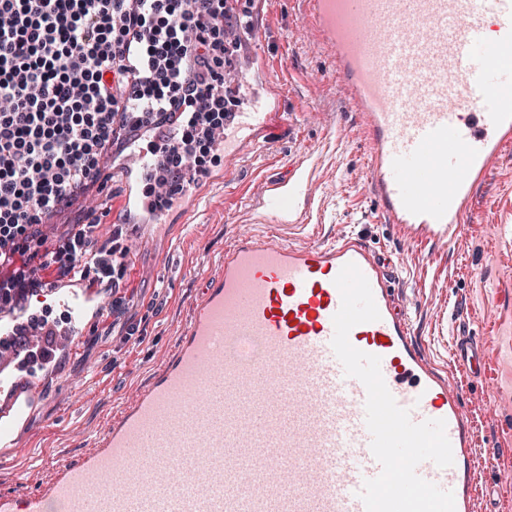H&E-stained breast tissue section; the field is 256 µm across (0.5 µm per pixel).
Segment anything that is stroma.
<instances>
[{
    "label": "stroma",
    "instance_id": "stroma-1",
    "mask_svg": "<svg viewBox=\"0 0 512 512\" xmlns=\"http://www.w3.org/2000/svg\"><path fill=\"white\" fill-rule=\"evenodd\" d=\"M257 36L245 37L237 63L239 85L267 92L285 123L247 145L228 165L213 161L198 216H171L164 227L127 226L128 318L145 339L125 340L112 328V292L97 289L98 314L76 338L58 368L40 378L41 398L14 448L0 451V492L25 493L45 479L58 457L76 458L132 389L145 383L159 358L173 350L214 258L240 233H275L294 244L330 241L357 232L388 253L394 287L422 349L448 367L449 342L459 325L482 338L485 372L454 370L466 391L477 464V505L512 512V357L501 336L512 324V148L504 150L480 187L475 219L453 245L411 243L382 223L368 191V155L329 63L300 23L295 0H246ZM301 169L306 190L293 215L280 220L261 192L268 179ZM495 453V469L483 460ZM39 467L26 483L15 475L31 457Z\"/></svg>",
    "mask_w": 512,
    "mask_h": 512
}]
</instances>
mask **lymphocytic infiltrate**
Instances as JSON below:
<instances>
[{
  "label": "lymphocytic infiltrate",
  "mask_w": 512,
  "mask_h": 512,
  "mask_svg": "<svg viewBox=\"0 0 512 512\" xmlns=\"http://www.w3.org/2000/svg\"><path fill=\"white\" fill-rule=\"evenodd\" d=\"M235 2L0 0L1 314L65 279L112 288L122 304V225L107 244L94 222L52 236L47 221L106 178L109 151L162 127L175 133L157 149L147 194L174 199L184 188L174 174H206L237 107Z\"/></svg>",
  "instance_id": "obj_1"
}]
</instances>
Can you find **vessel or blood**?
<instances>
[{
	"mask_svg": "<svg viewBox=\"0 0 512 512\" xmlns=\"http://www.w3.org/2000/svg\"><path fill=\"white\" fill-rule=\"evenodd\" d=\"M306 31L327 52L360 118L380 219L410 238L454 244L473 217L476 189L512 146V0H299ZM276 111L239 112L224 137L279 126ZM130 182L146 179L150 147L131 153ZM304 188L265 187L275 214ZM170 207L126 195L124 212L165 225ZM356 264L380 313L349 333L380 357L383 379L412 422H446L454 462L417 474L476 512L477 455L466 393L416 340L394 289V263L358 234L293 245L241 234L205 276L174 353L113 413L94 448L60 459L37 491L0 493V512H366L365 480L381 465L366 425L367 391L347 376L331 341L341 306L334 283ZM70 332L87 322L86 289L55 290ZM257 344L246 359L230 343ZM480 337L457 333L452 363L478 376ZM25 378L0 370V447L14 445L36 401Z\"/></svg>",
	"mask_w": 512,
	"mask_h": 512,
	"instance_id": "vessel-or-blood-1",
	"label": "vessel or blood"
}]
</instances>
